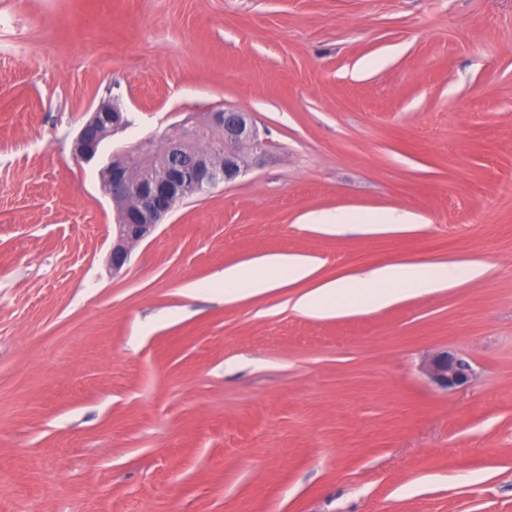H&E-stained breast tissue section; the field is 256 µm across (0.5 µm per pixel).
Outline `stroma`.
Here are the masks:
<instances>
[{"label":"stroma","instance_id":"stroma-1","mask_svg":"<svg viewBox=\"0 0 512 512\" xmlns=\"http://www.w3.org/2000/svg\"><path fill=\"white\" fill-rule=\"evenodd\" d=\"M114 101L128 147L224 108L269 141L108 264L115 207L70 148ZM404 230L329 231L336 211ZM480 212L484 224H468ZM481 267L377 311L293 256ZM470 359L465 387L422 371ZM512 512V0H0V512ZM326 224H359L364 226H405L400 224H412L406 214L398 212L389 213H354V212H336L335 215L321 218ZM288 266V279L285 268ZM312 271L301 261L288 258L261 259L247 265L224 270L221 281L224 297L235 298L244 293L260 294L286 284L308 279ZM424 370L433 384L445 390L466 385L474 375L470 360L448 350L433 354L425 362Z\"/></svg>","mask_w":512,"mask_h":512}]
</instances>
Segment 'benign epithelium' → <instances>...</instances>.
Here are the masks:
<instances>
[{
    "label": "benign epithelium",
    "instance_id": "1",
    "mask_svg": "<svg viewBox=\"0 0 512 512\" xmlns=\"http://www.w3.org/2000/svg\"><path fill=\"white\" fill-rule=\"evenodd\" d=\"M130 127L122 108L101 103L80 129L72 151L85 164H100L108 172L105 192L123 202L116 210L110 253L112 271L128 261L133 246L149 236L181 200L220 183H231L260 165L267 138L253 114L236 109L209 113L202 121L184 122L163 136V151L145 138L130 149L109 150L112 136ZM429 380L453 390L474 375L471 361L447 350L433 354L424 365Z\"/></svg>",
    "mask_w": 512,
    "mask_h": 512
}]
</instances>
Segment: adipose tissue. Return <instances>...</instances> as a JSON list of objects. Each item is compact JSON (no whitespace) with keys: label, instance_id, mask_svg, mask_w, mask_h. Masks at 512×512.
<instances>
[{"label":"adipose tissue","instance_id":"ef3b65f1","mask_svg":"<svg viewBox=\"0 0 512 512\" xmlns=\"http://www.w3.org/2000/svg\"><path fill=\"white\" fill-rule=\"evenodd\" d=\"M473 268L458 263L387 264L324 282L301 293L293 307L309 315L366 313L403 300L410 293H430L461 284ZM310 269L298 260L261 259L225 269L224 295L260 294L308 279Z\"/></svg>","mask_w":512,"mask_h":512}]
</instances>
